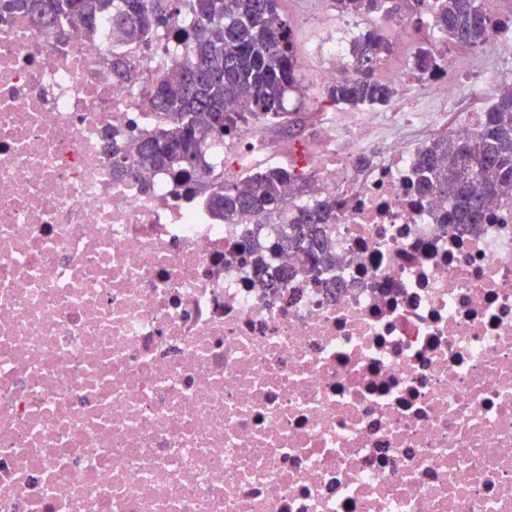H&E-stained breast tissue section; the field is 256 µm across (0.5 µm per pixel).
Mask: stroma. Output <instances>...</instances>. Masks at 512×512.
Returning a JSON list of instances; mask_svg holds the SVG:
<instances>
[{"mask_svg": "<svg viewBox=\"0 0 512 512\" xmlns=\"http://www.w3.org/2000/svg\"><path fill=\"white\" fill-rule=\"evenodd\" d=\"M278 10L292 31L303 82L300 90L288 94L287 123L261 120L256 128L281 147L283 156L293 165L301 155L318 152L321 130L343 120L347 112L346 107L333 104L326 98L321 85L308 81L310 72L325 64L324 56L315 49L322 35L332 33L352 42L368 29L381 27L390 43V49L383 58L387 66L400 60L403 47H430L440 38L438 32L428 28L426 21L407 16L381 25L369 15H341L336 11L333 0H279ZM447 50L449 60L466 63L471 69L484 70L492 90L512 85V59L496 56L491 46L473 48L451 44Z\"/></svg>", "mask_w": 512, "mask_h": 512, "instance_id": "35a3bbf8", "label": "stroma"}]
</instances>
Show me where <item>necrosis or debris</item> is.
<instances>
[{"instance_id": "1", "label": "necrosis or debris", "mask_w": 512, "mask_h": 512, "mask_svg": "<svg viewBox=\"0 0 512 512\" xmlns=\"http://www.w3.org/2000/svg\"><path fill=\"white\" fill-rule=\"evenodd\" d=\"M154 73L0 20V512H512V198L449 223L414 190L438 113L361 112L313 162L339 262L274 253L264 286L252 219L113 175V136L166 122ZM224 142L239 173L275 152Z\"/></svg>"}]
</instances>
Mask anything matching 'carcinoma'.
<instances>
[{
    "label": "carcinoma",
    "instance_id": "carcinoma-1",
    "mask_svg": "<svg viewBox=\"0 0 512 512\" xmlns=\"http://www.w3.org/2000/svg\"><path fill=\"white\" fill-rule=\"evenodd\" d=\"M343 14L395 16L402 5L415 15L427 13L434 29L449 42L478 47L488 43L492 18L480 0H334ZM5 8L26 9L45 25L68 22L74 33L117 34L146 50L161 34H175L174 49L157 58L152 80L156 108L169 124L138 136V152L127 158L112 140L116 171L164 170L178 183L210 192L214 214L231 224L248 214L261 224L286 213L287 191L298 190L302 175L271 166L231 185L215 184L209 150L233 135L249 118L288 122L285 99L300 90V66L292 34L279 13L278 0H8ZM181 17L183 25L175 24ZM389 51L377 29L353 45L352 72L325 85L326 97L357 108L385 106L395 89L376 78L375 65ZM415 69L439 74L443 68L431 49H420ZM416 190L448 199L451 224H480L493 196L512 197V86L499 89L471 137L443 135L426 145L416 162ZM277 237L250 234L244 248L265 273V258L277 251L305 256L309 267L336 264L328 224L336 199L318 198L296 207Z\"/></svg>",
    "mask_w": 512,
    "mask_h": 512
}]
</instances>
